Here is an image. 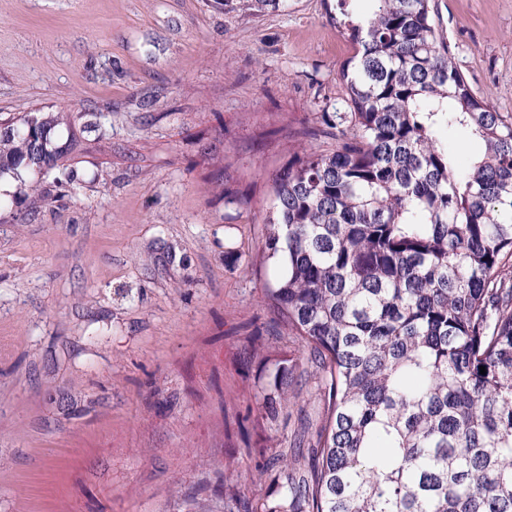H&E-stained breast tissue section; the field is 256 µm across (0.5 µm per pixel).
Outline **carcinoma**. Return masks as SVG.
I'll return each mask as SVG.
<instances>
[{
  "label": "carcinoma",
  "instance_id": "obj_1",
  "mask_svg": "<svg viewBox=\"0 0 512 512\" xmlns=\"http://www.w3.org/2000/svg\"><path fill=\"white\" fill-rule=\"evenodd\" d=\"M336 2L356 45L345 111L320 113L336 145L283 168L264 224L271 327L310 348L327 414L309 470L301 447L265 459L281 483L260 510L512 512V115L473 92L430 0ZM67 119L0 121L16 194L49 199L23 174L56 167ZM450 131L480 155L457 162ZM292 382L277 363L267 412Z\"/></svg>",
  "mask_w": 512,
  "mask_h": 512
}]
</instances>
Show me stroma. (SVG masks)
Wrapping results in <instances>:
<instances>
[{
  "label": "stroma",
  "instance_id": "35a3bbf8",
  "mask_svg": "<svg viewBox=\"0 0 512 512\" xmlns=\"http://www.w3.org/2000/svg\"><path fill=\"white\" fill-rule=\"evenodd\" d=\"M430 6L473 89L512 113V0ZM334 8L0 0V117L67 113L52 145L73 176L52 204L0 193V512H224L234 492L276 494L262 454L290 455L324 403L306 383L263 407L261 370L310 368L268 328L263 226L279 170L334 146L307 136L355 52Z\"/></svg>",
  "mask_w": 512,
  "mask_h": 512
}]
</instances>
